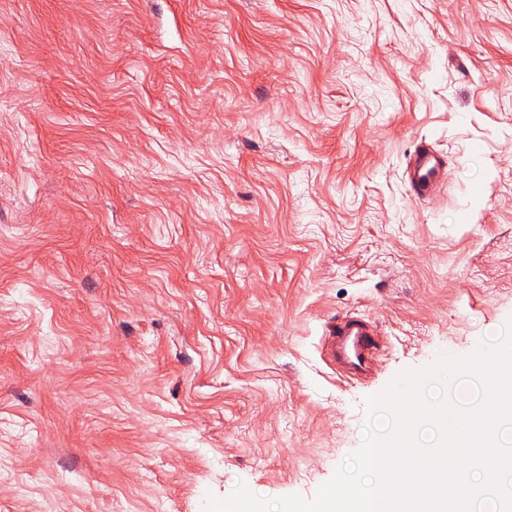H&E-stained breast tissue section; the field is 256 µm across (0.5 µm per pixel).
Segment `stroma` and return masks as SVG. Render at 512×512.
Instances as JSON below:
<instances>
[{"label":"stroma","mask_w":512,"mask_h":512,"mask_svg":"<svg viewBox=\"0 0 512 512\" xmlns=\"http://www.w3.org/2000/svg\"><path fill=\"white\" fill-rule=\"evenodd\" d=\"M511 322L512 0H0V512L312 499ZM406 176L412 198L425 201L435 195L447 180V161L430 143L420 141L410 155ZM378 336L377 326L363 317L348 316L338 325L328 327L325 344L330 363L336 367L337 344L343 359L355 368H361L376 348Z\"/></svg>","instance_id":"stroma-1"}]
</instances>
